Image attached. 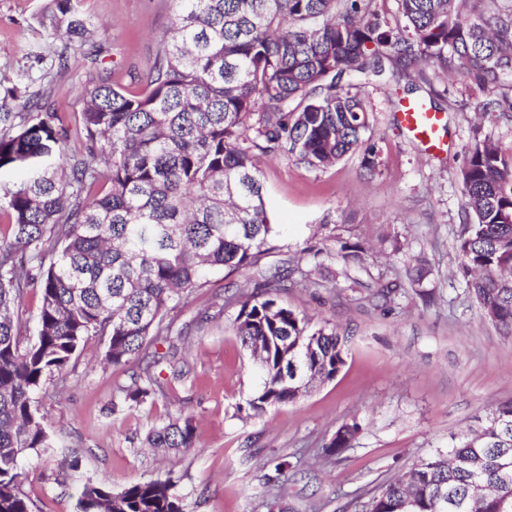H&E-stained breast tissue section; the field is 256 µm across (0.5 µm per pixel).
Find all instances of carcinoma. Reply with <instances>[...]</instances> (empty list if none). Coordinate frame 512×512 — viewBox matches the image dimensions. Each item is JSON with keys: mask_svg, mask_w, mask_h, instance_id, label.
I'll return each instance as SVG.
<instances>
[{"mask_svg": "<svg viewBox=\"0 0 512 512\" xmlns=\"http://www.w3.org/2000/svg\"><path fill=\"white\" fill-rule=\"evenodd\" d=\"M175 18L147 69L145 90L108 77L86 92L82 150L46 92L21 112H0V173L17 179L0 194V512H31L20 464L51 446L40 395L92 336L108 340L114 364L142 358L145 343L171 344L168 311L223 271L243 272L269 244L258 154L312 169L360 154L370 103L344 77L387 76L416 87L460 78L482 117H512V0H172ZM55 34L85 44L91 23L79 0H50ZM254 135H249V132ZM461 168L463 232L457 239L470 298L484 319L512 335V150L474 135ZM347 263L358 243L340 241ZM277 268L248 276L233 294L235 331L257 356L261 386L238 406L248 417L294 402L344 364L335 329L283 307ZM40 296L36 335L15 317L27 291ZM147 364L124 403L163 390ZM344 425L320 455L352 446ZM190 418L154 427L151 448L194 445ZM80 512H184L170 480L119 491L86 484ZM361 512H512V400L486 423L451 438L447 454L390 481Z\"/></svg>", "mask_w": 512, "mask_h": 512, "instance_id": "cac0c4a2", "label": "carcinoma"}]
</instances>
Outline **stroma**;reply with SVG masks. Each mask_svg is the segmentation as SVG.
I'll list each match as a JSON object with an SVG mask.
<instances>
[{
    "label": "stroma",
    "instance_id": "35a3bbf8",
    "mask_svg": "<svg viewBox=\"0 0 512 512\" xmlns=\"http://www.w3.org/2000/svg\"><path fill=\"white\" fill-rule=\"evenodd\" d=\"M96 26L97 62L83 48L65 49L54 34L46 0H0V106L18 112L10 88L50 85L49 104L64 113L70 146L81 142L85 89L99 74L132 92L173 21L171 0H80ZM68 67L58 71L59 53ZM442 107L437 138L426 151L401 124L410 97L373 83L366 91L373 118L366 133L381 165L367 177L360 156L312 170L281 155L259 158L262 194L275 226L271 250L257 267L287 266L312 247L325 251L332 282L294 285L278 303L314 321L348 330L336 377L307 396L253 418L238 413L260 375L234 331L239 308L227 304L242 274L215 275L173 311L175 329L189 336L185 372L166 396L127 407L119 392L139 363L106 362V341L89 339L75 368L51 378L41 411L52 439L22 463L21 489L32 512H79L84 484L121 489L172 479L185 512H354L376 487L415 463L446 452L451 437L512 399V336L485 321L458 272L461 231L460 169L472 137L476 101L460 80L434 86ZM398 238L392 252L389 238ZM368 249L363 267L344 269L340 239ZM425 255L431 273L412 284L405 270ZM390 288L389 298L379 292ZM192 418L196 445L174 453L146 445L149 431L171 417ZM359 423L352 448L338 461L316 457L337 429ZM284 485L279 502L268 478Z\"/></svg>",
    "mask_w": 512,
    "mask_h": 512
}]
</instances>
